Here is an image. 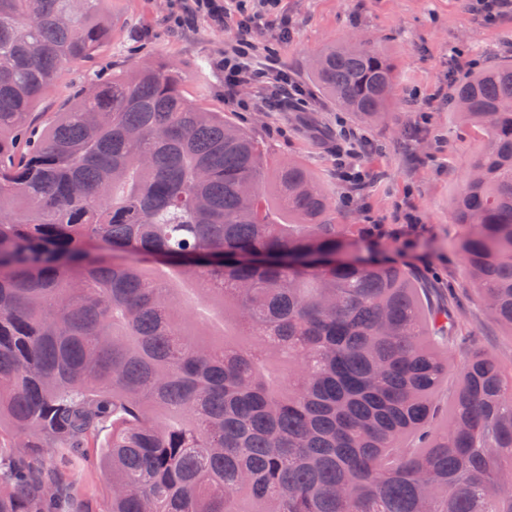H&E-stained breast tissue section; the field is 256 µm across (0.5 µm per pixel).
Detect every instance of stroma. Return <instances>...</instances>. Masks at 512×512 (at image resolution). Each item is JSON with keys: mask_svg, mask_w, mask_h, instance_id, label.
<instances>
[{"mask_svg": "<svg viewBox=\"0 0 512 512\" xmlns=\"http://www.w3.org/2000/svg\"><path fill=\"white\" fill-rule=\"evenodd\" d=\"M177 0H112V41L96 63L73 65L62 84L49 91L40 111L64 109L75 91L87 86L97 70H119L149 58L174 61L187 77L190 96L223 112L247 128L276 160L302 161L328 192L340 224H390L397 201L411 194L422 219L413 234L412 252L427 253L431 266L416 265L424 306L442 305L441 291L454 288V304L463 335L475 337L503 362L512 363V333L487 310L468 276L463 258L450 249L461 230L452 218V201L467 173L476 141L461 128L447 102L469 71L451 70L452 52L473 60L475 69L512 58V15L487 24L467 9V0H277L263 8L246 0L243 9H264L268 27L256 40L255 60L269 53L308 94L304 112L262 106L265 88L243 83L239 108L224 95V49L236 37L235 22L221 26L206 16L179 31L168 18ZM358 34L387 55L397 69L392 105L383 122H367L340 111L313 84L308 64L328 44ZM378 144V151L351 156L354 167L374 176L359 206L343 204L332 148L338 123Z\"/></svg>", "mask_w": 512, "mask_h": 512, "instance_id": "1", "label": "stroma"}]
</instances>
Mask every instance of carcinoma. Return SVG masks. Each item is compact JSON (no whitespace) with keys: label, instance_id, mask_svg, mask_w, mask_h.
<instances>
[{"label":"carcinoma","instance_id":"carcinoma-1","mask_svg":"<svg viewBox=\"0 0 512 512\" xmlns=\"http://www.w3.org/2000/svg\"><path fill=\"white\" fill-rule=\"evenodd\" d=\"M106 0H0V512H512V371L409 266L365 256L298 161L187 96L174 62L47 90L112 32ZM336 107L388 114L397 74L334 42ZM481 143L453 200L471 280L512 330V60L457 86ZM461 362L462 358L458 354L454 355L448 368V381H446L442 385L437 394L436 402L439 406L440 417L442 419L444 418L446 411L448 409V402L451 400L456 389V385L458 382L459 366ZM103 448H89V453L94 461L91 468L81 472L78 480L85 487L87 494L91 497L92 507L102 509L108 496V484L105 473L100 464V454Z\"/></svg>","mask_w":512,"mask_h":512}]
</instances>
